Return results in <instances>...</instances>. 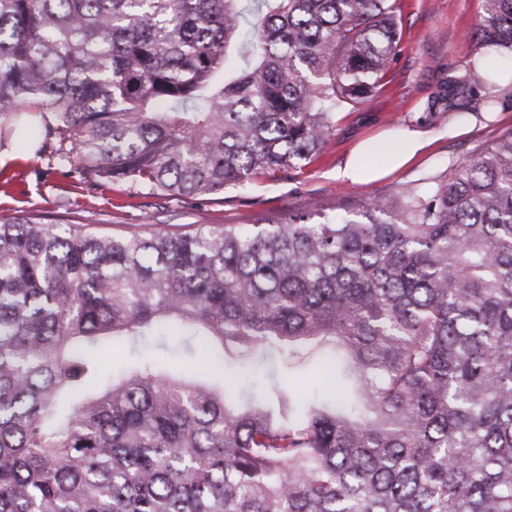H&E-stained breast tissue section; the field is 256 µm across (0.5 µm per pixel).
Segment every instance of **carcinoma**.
Here are the masks:
<instances>
[{"mask_svg": "<svg viewBox=\"0 0 512 512\" xmlns=\"http://www.w3.org/2000/svg\"><path fill=\"white\" fill-rule=\"evenodd\" d=\"M431 107L505 72L512 0ZM395 0H0V120L80 177L209 195L301 168L384 78ZM180 336L116 374L114 338ZM275 348L324 388L230 374ZM0 512H512V131L334 215L0 222ZM317 359V356H306L292 364L290 372L292 374L294 384L297 387L306 388L313 383L310 377L313 376ZM313 391L314 387L311 385L308 388V393L311 394Z\"/></svg>", "mask_w": 512, "mask_h": 512, "instance_id": "obj_1", "label": "carcinoma"}]
</instances>
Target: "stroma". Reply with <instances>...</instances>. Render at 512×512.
<instances>
[{"mask_svg": "<svg viewBox=\"0 0 512 512\" xmlns=\"http://www.w3.org/2000/svg\"><path fill=\"white\" fill-rule=\"evenodd\" d=\"M398 4L401 40L387 74L363 105L337 114L334 136L303 171L284 169L212 196H172L130 181L83 180L51 159L53 141L43 138L22 151L5 133L0 135V217L82 224L107 235L127 234L146 222L169 231L200 224H264L295 213L354 206L370 195L389 198L430 173L458 167L479 146L512 129V81L490 93L478 91L462 112L429 114L442 81L465 73L472 59L465 34L479 22L482 0ZM410 132L428 144L405 168L369 183L337 179L361 140Z\"/></svg>", "mask_w": 512, "mask_h": 512, "instance_id": "1", "label": "stroma"}]
</instances>
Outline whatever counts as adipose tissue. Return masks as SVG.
Wrapping results in <instances>:
<instances>
[{
  "mask_svg": "<svg viewBox=\"0 0 512 512\" xmlns=\"http://www.w3.org/2000/svg\"><path fill=\"white\" fill-rule=\"evenodd\" d=\"M420 136L411 134L403 138L382 136L361 143L356 158L338 170L340 180L362 183L384 177L406 164L421 149Z\"/></svg>",
  "mask_w": 512,
  "mask_h": 512,
  "instance_id": "1",
  "label": "adipose tissue"
}]
</instances>
